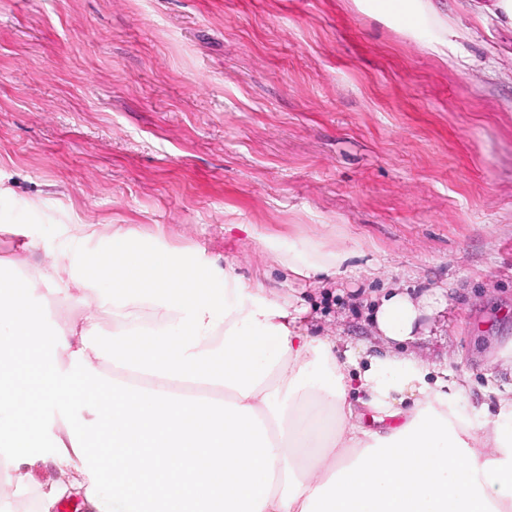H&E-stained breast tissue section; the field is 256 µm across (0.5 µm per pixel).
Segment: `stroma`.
Returning a JSON list of instances; mask_svg holds the SVG:
<instances>
[{"mask_svg": "<svg viewBox=\"0 0 512 512\" xmlns=\"http://www.w3.org/2000/svg\"><path fill=\"white\" fill-rule=\"evenodd\" d=\"M379 0H0V274L48 263L76 222L85 253L116 230L203 254L303 309L337 354L398 350L466 380L479 424L512 393V30L495 18L429 46ZM32 247H23V239ZM342 251L304 278L288 258ZM445 304L412 340H382L383 291ZM55 332L93 313L41 291ZM0 512L65 489L51 456Z\"/></svg>", "mask_w": 512, "mask_h": 512, "instance_id": "stroma-1", "label": "stroma"}]
</instances>
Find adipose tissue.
<instances>
[{"instance_id": "adipose-tissue-1", "label": "adipose tissue", "mask_w": 512, "mask_h": 512, "mask_svg": "<svg viewBox=\"0 0 512 512\" xmlns=\"http://www.w3.org/2000/svg\"><path fill=\"white\" fill-rule=\"evenodd\" d=\"M63 259L27 281L0 278V447L34 459L50 416L66 424L58 466L94 512H512V396L481 425L437 415L463 390L430 386L416 362L340 364L332 344L309 338L302 309L265 303L261 291L208 271L194 253L144 248L113 234L93 272L77 255L87 225ZM65 286L78 300L112 312L116 341L99 345L101 324L88 317L63 336L46 331L44 307L30 285ZM434 297L393 290L372 319L386 341L411 340ZM148 378L126 385L111 421L76 419L75 399H91L95 363ZM327 378L309 392L313 362ZM200 409L181 391L209 396ZM170 399L159 410L158 393ZM396 430L362 427L352 394ZM336 411L334 425L303 410L308 395ZM187 470L184 478L171 462Z\"/></svg>"}]
</instances>
